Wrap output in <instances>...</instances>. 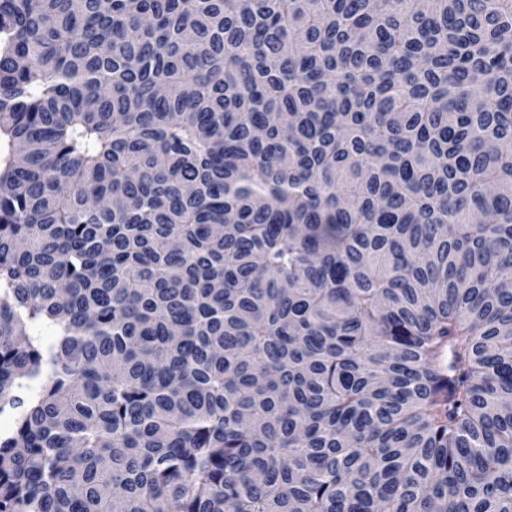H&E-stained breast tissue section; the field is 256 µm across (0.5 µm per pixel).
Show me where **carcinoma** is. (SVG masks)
<instances>
[{"mask_svg":"<svg viewBox=\"0 0 512 512\" xmlns=\"http://www.w3.org/2000/svg\"><path fill=\"white\" fill-rule=\"evenodd\" d=\"M512 0H0V512H512Z\"/></svg>","mask_w":512,"mask_h":512,"instance_id":"1","label":"carcinoma"}]
</instances>
